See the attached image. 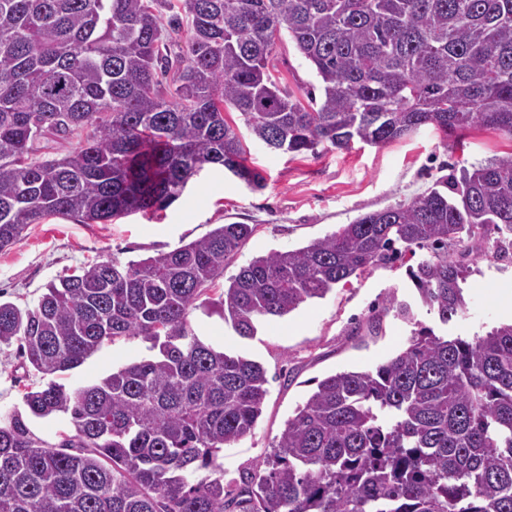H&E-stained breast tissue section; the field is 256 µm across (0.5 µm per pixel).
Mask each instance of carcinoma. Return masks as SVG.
<instances>
[{
  "instance_id": "cac0c4a2",
  "label": "carcinoma",
  "mask_w": 512,
  "mask_h": 512,
  "mask_svg": "<svg viewBox=\"0 0 512 512\" xmlns=\"http://www.w3.org/2000/svg\"><path fill=\"white\" fill-rule=\"evenodd\" d=\"M283 31L321 98L304 103L273 75ZM229 110L283 153L426 125L512 138V0H0V251L47 218L162 211L206 166L264 188ZM491 229L508 253L512 154L253 258L213 305L252 337L420 251L409 278L446 324ZM253 232L220 224L156 256L88 263L31 306L0 302V344L46 379L0 424V512H512V323L472 341L417 324L374 371L319 381L256 470L224 483L219 453L253 432L268 379L188 315ZM118 339L152 355L57 381ZM52 416L71 426L54 441L30 428Z\"/></svg>"
}]
</instances>
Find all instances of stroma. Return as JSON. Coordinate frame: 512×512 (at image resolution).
Instances as JSON below:
<instances>
[{"label":"stroma","instance_id":"1","mask_svg":"<svg viewBox=\"0 0 512 512\" xmlns=\"http://www.w3.org/2000/svg\"><path fill=\"white\" fill-rule=\"evenodd\" d=\"M281 86L302 94L317 78L288 38L274 59ZM248 164L265 178L253 191L220 168L209 167L190 181L167 209L100 224L47 219L30 225L14 246L0 251V300L18 306L37 302L47 285L86 263L120 262L171 251L207 235L217 225L251 224L255 232L224 270L238 273L252 258L295 249L324 237L359 215L413 198L452 169L486 162L512 152V139L476 127L461 142H443L430 126L381 145L354 143L346 151L328 145L317 155L274 152L250 142ZM414 257L374 268L324 298L307 301L281 318L258 323L255 336L242 338L218 314L192 309L194 332L212 344L260 362L268 394L251 435L224 451V480L234 482L270 453L288 416L328 375L372 371L405 349L415 323L436 333L473 339L512 321V254L473 256L464 285L463 313L449 323L421 305L407 276ZM411 304L407 322L390 308V298ZM148 342L120 339L104 344L81 366L63 374L66 385L98 380L118 367L148 356ZM42 381L26 375L16 346L0 345V422L23 410L27 389Z\"/></svg>","mask_w":512,"mask_h":512}]
</instances>
